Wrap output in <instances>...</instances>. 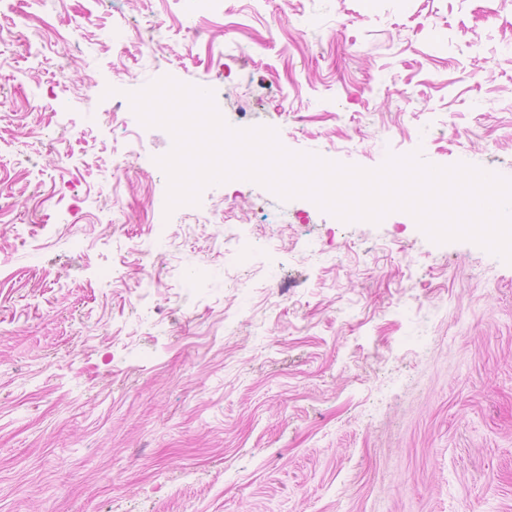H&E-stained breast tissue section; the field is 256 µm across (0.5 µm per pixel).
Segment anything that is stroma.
I'll use <instances>...</instances> for the list:
<instances>
[{"mask_svg": "<svg viewBox=\"0 0 512 512\" xmlns=\"http://www.w3.org/2000/svg\"><path fill=\"white\" fill-rule=\"evenodd\" d=\"M18 31L0 512H512V264L244 179L166 212L128 98L169 76L292 152L512 179V0L0 2Z\"/></svg>", "mask_w": 512, "mask_h": 512, "instance_id": "35a3bbf8", "label": "stroma"}]
</instances>
